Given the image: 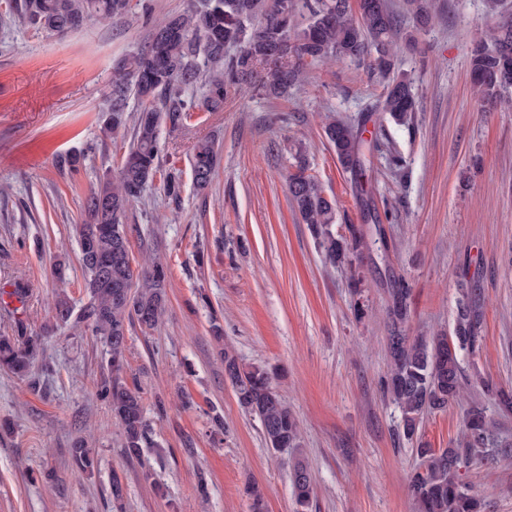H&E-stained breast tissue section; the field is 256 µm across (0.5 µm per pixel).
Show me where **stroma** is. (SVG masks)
I'll return each mask as SVG.
<instances>
[{"instance_id":"stroma-1","label":"stroma","mask_w":512,"mask_h":512,"mask_svg":"<svg viewBox=\"0 0 512 512\" xmlns=\"http://www.w3.org/2000/svg\"><path fill=\"white\" fill-rule=\"evenodd\" d=\"M420 25L406 0L396 67L412 81V123L377 110L384 83L367 63L331 61L288 95L231 89L220 112L162 128V165L182 173L180 201L149 187L128 212L134 267L167 269L157 330L133 329L122 378L139 389L153 445L123 452L108 405L97 399L103 347L90 327L45 333L58 293L88 301L76 225L101 179L117 173L130 131L106 133L113 67L144 46L187 0H130L125 14L50 36L0 19V334L24 323L42 337L49 370L0 371V512H296L291 450L268 448L259 418L224 378L221 346L268 370L298 420L314 480L309 512H415L407 476L417 461L401 412L384 390L386 312L396 281L410 289L407 336L451 331L461 274L484 286L483 341L474 362L512 388V105L476 97L470 52L495 27L484 0H430ZM359 125L372 147L354 181L324 132L327 116ZM214 138L220 165L206 191L192 182L194 143ZM81 157L78 170L64 158ZM336 201V226L372 246L332 267L288 195L298 157ZM27 282V303L15 281ZM224 330L223 343L212 337ZM463 407L426 414L419 437L449 448ZM88 439L100 464L75 479L69 448ZM465 479L486 512H512V458L477 463ZM206 492H199V484Z\"/></svg>"}]
</instances>
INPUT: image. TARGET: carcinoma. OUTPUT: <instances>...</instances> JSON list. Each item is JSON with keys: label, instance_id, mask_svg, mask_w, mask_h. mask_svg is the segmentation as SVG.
Returning a JSON list of instances; mask_svg holds the SVG:
<instances>
[{"label": "carcinoma", "instance_id": "obj_1", "mask_svg": "<svg viewBox=\"0 0 512 512\" xmlns=\"http://www.w3.org/2000/svg\"><path fill=\"white\" fill-rule=\"evenodd\" d=\"M128 0H17L14 14L51 36L80 28L87 20H110L127 11ZM397 20L389 0H191L151 33L147 43L126 54L112 78L106 111L111 113L105 129L117 132L132 123L128 151L117 176L107 179L86 200L89 222L76 228L80 267L87 304L75 311L66 297L56 300L50 314L53 326L82 322L107 347V374L97 384L99 398L106 401L120 429L124 453L140 456L151 444V428L142 397L121 378L127 345L124 339L134 326L144 332L155 329L166 305L167 272L154 263L140 271L124 260L129 252L126 217L132 202L147 186L161 182L164 195L181 197L178 172L162 166L160 131L179 128L200 109L224 110L232 87L255 86L269 98H279L301 84L312 69L336 59L361 60L376 51L371 66L385 81L382 111L396 122H405L416 101L409 79L395 75L396 59L391 39ZM234 54H229V49ZM470 70L475 94L485 102H509L512 91V16L502 20L492 34V44L478 43L472 49ZM208 86L201 102L186 96L198 83ZM140 109L126 116L128 100ZM325 134L336 156L355 180L364 175L365 142L360 132L333 118ZM215 142L206 137L193 145L191 173L194 187L210 186L218 165ZM288 194L296 212L334 264L349 263L366 247L356 227L348 234L336 232V201L324 195L314 177L305 174V164L288 177ZM388 310L390 336L387 348L390 369L386 390L402 412L406 439L417 436L427 411H444L469 385L505 405L512 393L497 389L479 371L467 375L463 355H475L482 343L484 288L480 279L463 276L453 336L410 339L403 333L407 319L409 289H392ZM42 337L24 328L16 335H0V370L20 377L36 374ZM224 376L240 405L261 422L268 447L299 451L301 435L297 422L261 366H247L229 348L223 352ZM512 451L498 445L493 423L482 401L467 408L465 429L454 448H416L419 463L410 474L408 488L418 512H482L483 503L465 481L462 470L494 454ZM71 472L77 479L98 468L93 449L80 439L69 450ZM296 512H308L313 492L304 458L291 469Z\"/></svg>", "mask_w": 512, "mask_h": 512}]
</instances>
